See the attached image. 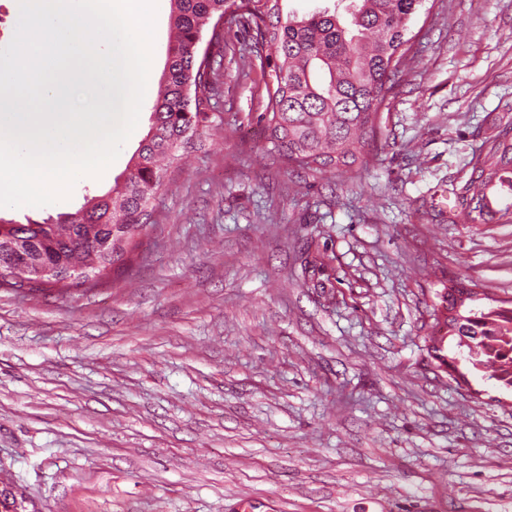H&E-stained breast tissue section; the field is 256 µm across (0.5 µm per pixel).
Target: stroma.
Masks as SVG:
<instances>
[{"instance_id": "1", "label": "stroma", "mask_w": 512, "mask_h": 512, "mask_svg": "<svg viewBox=\"0 0 512 512\" xmlns=\"http://www.w3.org/2000/svg\"><path fill=\"white\" fill-rule=\"evenodd\" d=\"M224 29L220 118L131 263L0 286V480L27 512H512V390L425 348L449 280L512 306V223L453 195L512 128V0H424L366 165L325 180L271 152ZM155 97L101 180L29 216L108 191Z\"/></svg>"}]
</instances>
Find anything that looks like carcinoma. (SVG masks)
<instances>
[{
	"instance_id": "carcinoma-1",
	"label": "carcinoma",
	"mask_w": 512,
	"mask_h": 512,
	"mask_svg": "<svg viewBox=\"0 0 512 512\" xmlns=\"http://www.w3.org/2000/svg\"><path fill=\"white\" fill-rule=\"evenodd\" d=\"M285 0H237L233 16L252 32L267 103L268 141L278 158L322 178L357 161L380 130L393 80L409 51L408 23L423 0H348L346 15L319 10L298 16ZM164 80L150 126L123 182L54 222L19 224L0 216V285L67 284L80 271L92 282L123 263L135 237L154 222L157 194L168 169L214 125L219 67L204 55V37L217 44L215 21L230 0H171ZM512 188V138L498 137L456 190L472 224L512 223V207L494 192ZM462 320L444 324L431 349L442 363L459 357L470 374L512 389V309H481L467 300Z\"/></svg>"
}]
</instances>
